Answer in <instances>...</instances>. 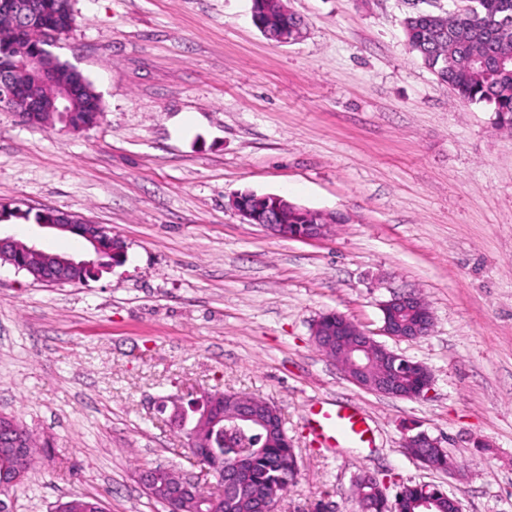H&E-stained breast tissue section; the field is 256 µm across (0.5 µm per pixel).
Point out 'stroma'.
<instances>
[{"instance_id":"stroma-1","label":"stroma","mask_w":512,"mask_h":512,"mask_svg":"<svg viewBox=\"0 0 512 512\" xmlns=\"http://www.w3.org/2000/svg\"><path fill=\"white\" fill-rule=\"evenodd\" d=\"M288 5L305 30L282 44L251 0H70L52 52L92 83L100 122L63 134L0 109V203L79 213L127 251L86 284L0 263V414L50 443L13 512L73 492L162 512L140 475L184 466L187 438L157 406L214 389L280 410L300 473L277 512H353L362 472L390 495L433 484L463 512H512V132L408 52V0ZM242 191L344 221L276 238L231 207ZM403 292L429 305V335H383ZM328 311L428 366L427 394L348 381L312 340ZM341 405L369 446L315 434L312 412ZM420 431L449 469L406 452Z\"/></svg>"}]
</instances>
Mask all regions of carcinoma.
<instances>
[{
  "label": "carcinoma",
  "instance_id": "carcinoma-1",
  "mask_svg": "<svg viewBox=\"0 0 512 512\" xmlns=\"http://www.w3.org/2000/svg\"><path fill=\"white\" fill-rule=\"evenodd\" d=\"M45 4L37 21L28 27H15L0 16V72H14L21 86L29 82L28 75L19 67L21 54H42L44 31L70 28L69 0H45ZM432 5L434 0H415L413 9L402 20L409 52L440 82L448 85L461 102L487 106L494 112L497 126L512 131V0H472V5L465 9L441 12L430 9ZM256 26L268 40L279 43L285 32L293 41L300 38L304 23L287 8L285 0H260ZM10 215L25 221L31 219L36 224L57 220L51 209L32 216L17 207ZM111 267L112 255L106 254L91 268L70 271L69 278L85 283L99 278ZM18 428L29 448V459L26 475L9 486V493L24 484L41 451L49 447V442H38L23 425ZM194 444L222 453L229 468L239 460L246 462L239 478L240 487L230 496L232 512H253L255 500L264 489L293 484L292 465L297 456L294 449L281 447L275 436L260 437L256 430H239L230 425L225 429L202 427L195 433ZM409 452L414 456H431L437 470L448 468V455L435 448H411ZM176 472L177 469L165 466L147 470L149 497L165 504ZM356 489L358 512H387L386 493L373 476H359ZM424 490L423 484L403 486L400 500L403 512H409L411 503ZM211 498V490L202 485L195 497L178 505L179 512H221L208 508ZM56 512H107V508L98 497L73 494L58 504Z\"/></svg>",
  "mask_w": 512,
  "mask_h": 512
}]
</instances>
